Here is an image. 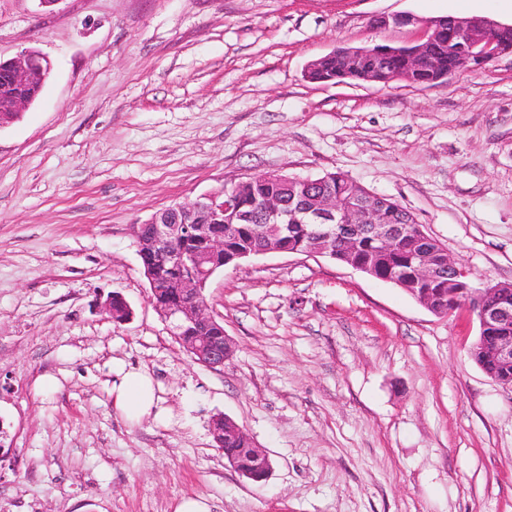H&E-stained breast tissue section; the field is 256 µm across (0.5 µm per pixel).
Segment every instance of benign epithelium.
Returning <instances> with one entry per match:
<instances>
[{"label":"benign epithelium","instance_id":"1","mask_svg":"<svg viewBox=\"0 0 512 512\" xmlns=\"http://www.w3.org/2000/svg\"><path fill=\"white\" fill-rule=\"evenodd\" d=\"M378 28L390 26H415L419 40L411 45L393 46L374 44L349 52L356 63L364 61L373 68L389 56H403L417 69L431 58L435 45L443 40L455 44L454 65L444 71L431 68L425 77H412L409 82L425 85L442 80L458 69L472 65L481 67L503 55H512V25H500L487 17L419 19L410 14H395L375 20ZM9 74L6 91L0 96V121L6 122L21 114L32 104L37 95L30 91L34 79L45 83L50 74L48 60L38 51L25 49L17 56L3 61ZM238 184L223 186L201 195L190 203L174 202L153 215L143 225L150 228L146 239L135 232L139 255H157L168 243L177 238L195 246L193 250L169 253L165 263L180 269L172 278H158L147 273L149 302L167 323L172 336L199 364L216 368L224 365L233 351L231 340L224 333L223 324L208 311L204 296L210 278L228 265L239 266L258 255L251 250L224 253V221L237 224H254L256 233L268 246L261 253L319 254L332 260L340 259L348 266L377 277L368 259L346 258L338 254L336 241L350 240L361 234L372 238L375 251L389 252L400 245L407 235L420 242L430 241L418 224H388L380 210L366 207L365 202L353 195L344 200L334 194H320L309 204L293 211L277 197L264 199L260 212L255 214L245 208L237 194ZM310 227L309 239L303 249L285 246L281 242L289 228L288 221ZM412 273L409 276L396 272L383 278L417 296L424 308L437 316H449L463 308H472L476 302L484 303L479 321V336L484 352L500 369L496 381L512 389V285L496 284L477 288L472 285L469 273L450 258L441 245L428 250L417 249L411 253ZM448 278V306H442L427 285ZM244 459L230 461L233 468L253 482L267 479L272 470L268 453L250 442L244 449Z\"/></svg>","mask_w":512,"mask_h":512}]
</instances>
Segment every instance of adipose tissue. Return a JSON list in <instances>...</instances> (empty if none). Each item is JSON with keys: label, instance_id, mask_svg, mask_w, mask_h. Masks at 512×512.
Masks as SVG:
<instances>
[{"label": "adipose tissue", "instance_id": "ef3b65f1", "mask_svg": "<svg viewBox=\"0 0 512 512\" xmlns=\"http://www.w3.org/2000/svg\"><path fill=\"white\" fill-rule=\"evenodd\" d=\"M112 371L116 375L112 384L115 412L132 425L158 419L163 412V399L157 395L148 370L116 360L112 363Z\"/></svg>", "mask_w": 512, "mask_h": 512}]
</instances>
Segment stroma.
Here are the masks:
<instances>
[{"label": "stroma", "mask_w": 512, "mask_h": 512, "mask_svg": "<svg viewBox=\"0 0 512 512\" xmlns=\"http://www.w3.org/2000/svg\"><path fill=\"white\" fill-rule=\"evenodd\" d=\"M448 0H0V57L44 54L0 127V512H512V389L439 317L326 257L208 282L233 353L195 363L148 300L133 225L264 173L347 175L398 201L476 285L512 284V56L430 85L318 83L339 47L415 41L381 16ZM121 294L132 319L100 306ZM153 372L169 422L129 426L111 366ZM45 377L57 387L42 386ZM237 422L273 463L235 472ZM225 418L230 420L229 431L248 438L250 447L248 448V443L242 438L227 437L222 434L216 438L221 445L214 442L215 446L224 452L225 458L236 457L240 454L239 448H243L245 452L243 460L235 459L228 460V462L238 473L253 482L258 483L266 480L272 470V461L268 453L263 448H259L256 443L247 436V433L239 424L228 417Z\"/></svg>", "instance_id": "1"}]
</instances>
